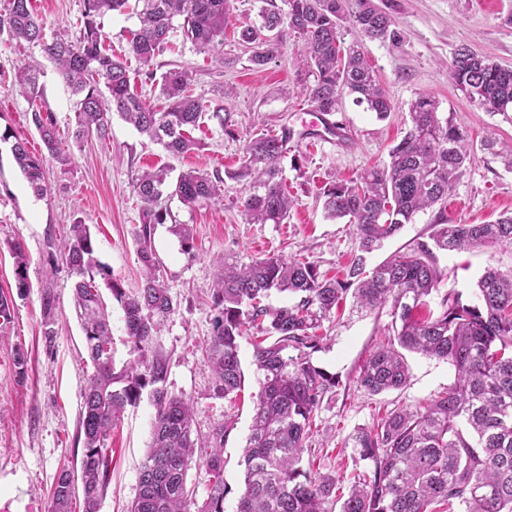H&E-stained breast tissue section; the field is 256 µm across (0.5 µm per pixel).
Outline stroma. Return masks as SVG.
<instances>
[{"mask_svg":"<svg viewBox=\"0 0 512 512\" xmlns=\"http://www.w3.org/2000/svg\"><path fill=\"white\" fill-rule=\"evenodd\" d=\"M391 7L401 34L399 42L368 41L365 54L394 103L386 119L366 105L344 96L332 122L345 132L342 139H322L318 115L305 101L312 83L301 62L304 41L290 29L281 33L277 57L263 66L251 61L252 50L239 39L240 29L260 23L262 10L283 8V0H229L224 45L200 53L181 36L158 55L152 70L131 62L130 76L139 95L151 105H163L158 77L173 65L190 68L192 93L209 116L196 138L199 151L175 158L124 122L113 117L110 138H89L74 148L69 171L48 166L44 196H36L16 166L10 142L0 141V294L14 303L11 321L0 327V512H51L56 476L62 466L75 465L83 454L80 437L81 391L93 372L81 326L72 308L75 274L62 258L71 224L90 225L96 256L107 265L126 291L141 280L135 238L141 224L142 203L133 191L135 180L150 168L174 171L197 168L218 174L224 193L210 203L188 209L169 205L171 223L157 225L155 248L163 261L166 286L174 312L155 337L153 348L165 362L167 389L193 404V435L207 440L213 428L230 421L224 441V481L229 493L224 512H235L243 487L242 448L253 414V396L259 389L253 365L251 334L239 341L245 375L237 400L216 394L213 371L202 346L214 329L216 312L211 294L219 260L248 264L269 256L297 258L313 263L321 275L340 278L361 254L353 225L326 218L321 192L325 185L358 177L365 168L388 160L409 121L408 108L419 95L433 97L443 117L469 131L474 140L495 132L512 141V118L488 111L466 97L448 76L455 49L467 46L503 66L512 68V0H383ZM47 34L75 33L83 0H32ZM35 47L22 48L7 32H0V133L27 142L39 151L41 141L31 123V105L13 90L14 70ZM43 111L49 112L60 133L73 118L74 98L52 64L41 77ZM233 112L236 136L224 134L210 113L215 107ZM288 128L292 137L280 168L295 206L281 224H249L242 204L254 193L251 180L237 178L246 136L277 133ZM446 213L454 224H480L512 213V169L501 157L475 150L464 176L448 197L445 210L418 213L381 248L366 254L374 267L393 252L427 239ZM190 225L193 254L183 253L172 224ZM21 242L27 256V291L16 288L11 246ZM437 263L444 277L441 292H461L471 299L476 282L487 267L512 271V250L491 248L472 252H441ZM54 294L55 334L45 336L44 292ZM391 317L387 311H361L353 303L321 323L322 348L312 361L335 374L339 384L316 411L313 436L303 455L304 466L340 476L350 485L368 467L353 448L350 437L358 428L373 426L398 407L424 404L451 383L455 370L442 360L408 354L409 376L396 390L371 395L360 388V366L384 339ZM23 349L26 373H19L14 357ZM154 410L148 397L127 408L112 430L109 485L99 512H126L138 493V471L151 439Z\"/></svg>","mask_w":512,"mask_h":512,"instance_id":"stroma-1","label":"stroma"}]
</instances>
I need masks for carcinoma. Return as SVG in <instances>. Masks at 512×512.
<instances>
[{
  "label": "carcinoma",
  "instance_id": "carcinoma-1",
  "mask_svg": "<svg viewBox=\"0 0 512 512\" xmlns=\"http://www.w3.org/2000/svg\"><path fill=\"white\" fill-rule=\"evenodd\" d=\"M129 0H83L80 25L71 36L46 38L43 20L31 0H0V30L12 40L40 48L71 90L74 100L73 144L95 136L107 140L112 113L173 156L200 149L192 130L204 120V107L190 93L193 75L178 65L161 76L166 106L156 110L137 95L125 62L104 47L100 18ZM286 12L264 11L261 24L241 31L255 45L251 61L263 66L279 52L282 25L304 40V66L313 75L306 101L325 116L338 111L346 94L367 103L384 119L394 104L361 50L365 39L395 42L396 19L372 0H284ZM139 28L132 32L129 53L149 68L170 38L181 34L199 52L224 45L228 0H135ZM353 36L345 43V35ZM448 76L468 98L489 111H512V70L457 48ZM41 64L18 66L13 87L32 106L31 121L42 143L41 153L17 139L11 151L33 192H46L45 162L71 167V148L64 146L49 114L38 107L43 96ZM410 125L388 151L389 161L365 169L357 178L323 190L324 209L332 219L354 225L360 250L370 253L412 222L415 215L444 204L470 163L473 143L466 129L443 118L430 96L409 107ZM290 140L260 133L247 139L244 161L236 176L249 178L261 192L245 199L243 213L252 224H281L294 206L281 177L280 160ZM223 179L199 169L179 172L173 180L165 168L144 172L133 186L143 204L136 234L142 280L128 293L112 271L95 257L89 225H70L63 247L66 264L78 277L73 306L85 336L94 373L82 393L80 433L84 452L80 479L59 471L52 512H99L108 485L107 441L126 407L140 401L144 389L154 408L151 441L139 470V490L127 512H224L230 489L224 482V441L229 422L217 425L208 444L192 438L193 406L164 385L166 366L153 349L166 318L175 310L154 246L156 225L170 216L176 199L193 208L222 193ZM182 251L191 253L193 229L173 225ZM512 248V214L483 224H435L429 240L397 251L371 270L358 257L346 278L324 279L310 262L270 256L248 265L220 262L211 297L216 311L214 332L205 344L217 394L237 397L244 386L239 338L248 327L265 338L254 344L253 365L259 390L250 434L244 446V487L236 512H333L340 480L302 465L313 416L339 380L312 363L324 337L320 322L336 313L347 297L361 309H388L389 338L369 354L357 377L372 395L401 388L408 377L405 353L444 360L455 379L425 406L395 409L376 425L351 437L372 470L357 475L340 512H512V273L487 268L477 282L475 298L443 294L437 309L422 319L427 298L439 293L437 251ZM17 288H28L23 245H13ZM103 281L124 314L125 335L133 360L115 370L112 326L99 291ZM276 291L296 296L289 306L269 308L262 299ZM211 452L200 466L208 475L207 497L196 510L186 475L194 449Z\"/></svg>",
  "mask_w": 512,
  "mask_h": 512
}]
</instances>
